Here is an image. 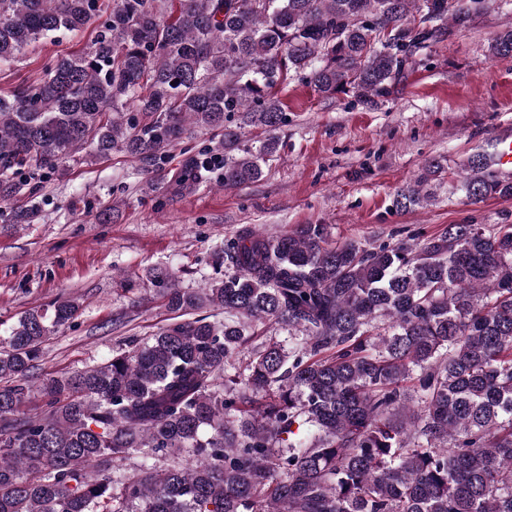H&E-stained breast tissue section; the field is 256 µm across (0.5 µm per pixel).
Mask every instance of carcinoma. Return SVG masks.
<instances>
[{
	"label": "carcinoma",
	"mask_w": 512,
	"mask_h": 512,
	"mask_svg": "<svg viewBox=\"0 0 512 512\" xmlns=\"http://www.w3.org/2000/svg\"><path fill=\"white\" fill-rule=\"evenodd\" d=\"M487 2L0 0V64L101 27L0 94V192L87 146L85 162L148 161L217 128L223 186L254 182L278 143L246 147L243 131L285 123L288 78L372 104ZM490 52L512 58V30ZM460 188L473 203L512 197L479 153ZM428 199L419 181L395 206ZM217 255L224 274L204 288L152 267L179 320L103 363L37 373L74 297L0 334V512H512V224L378 244L333 243L322 224L246 229ZM184 453L192 466L154 463Z\"/></svg>",
	"instance_id": "carcinoma-1"
}]
</instances>
